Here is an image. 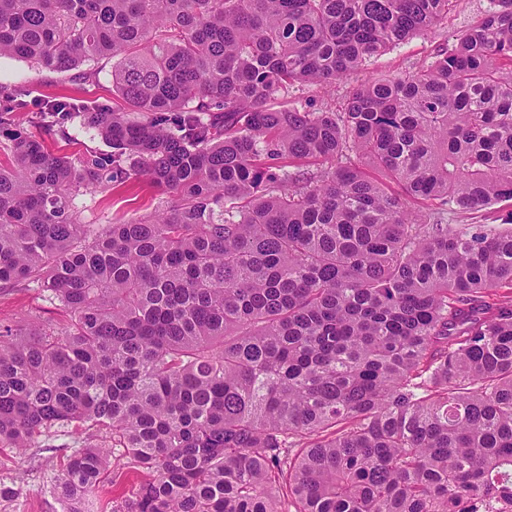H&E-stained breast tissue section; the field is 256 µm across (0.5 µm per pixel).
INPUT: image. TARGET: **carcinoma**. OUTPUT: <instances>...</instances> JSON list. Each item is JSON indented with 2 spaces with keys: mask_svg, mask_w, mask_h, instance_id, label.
<instances>
[{
  "mask_svg": "<svg viewBox=\"0 0 512 512\" xmlns=\"http://www.w3.org/2000/svg\"><path fill=\"white\" fill-rule=\"evenodd\" d=\"M451 3L0 0V58L110 59L122 102L0 86V286L69 315L0 325V447L75 429L68 512L109 448L144 474L112 512H512V295L486 300L512 230L449 223L512 199V0L341 112L288 101ZM21 112L112 155L55 154ZM134 173L177 203L81 223Z\"/></svg>",
  "mask_w": 512,
  "mask_h": 512,
  "instance_id": "carcinoma-1",
  "label": "carcinoma"
}]
</instances>
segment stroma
<instances>
[{
  "mask_svg": "<svg viewBox=\"0 0 512 512\" xmlns=\"http://www.w3.org/2000/svg\"><path fill=\"white\" fill-rule=\"evenodd\" d=\"M485 5L486 0H453L447 19L372 59L366 69L328 87L315 83L297 87L289 99L317 111L340 109L356 85L406 75L430 62L440 47L454 45L461 32L481 17ZM1 82L23 85L31 96L40 99L73 97L111 105L116 102L112 95V63L108 60L101 61L96 77L86 81L70 74L42 72L19 59L0 58ZM65 128L62 134L44 132L43 138L53 152L73 159L91 152L110 153V145L86 130L79 120L69 121ZM172 202V196L160 194L145 178L137 176L119 187L80 195L75 205L82 223L101 228L148 218ZM66 321L58 302L43 289L15 285L0 290V324L23 322L53 327ZM72 444V434L65 431L52 434L45 447L30 448L23 454L0 447V488L15 491L11 499H0V512H61L54 478L70 455ZM108 473L109 480L82 501V512H112L121 506L123 491L142 478L140 472L115 459L110 461Z\"/></svg>",
  "mask_w": 512,
  "mask_h": 512,
  "instance_id": "1",
  "label": "stroma"
}]
</instances>
